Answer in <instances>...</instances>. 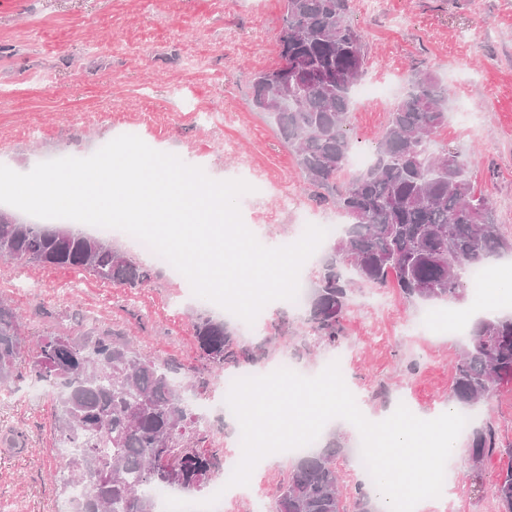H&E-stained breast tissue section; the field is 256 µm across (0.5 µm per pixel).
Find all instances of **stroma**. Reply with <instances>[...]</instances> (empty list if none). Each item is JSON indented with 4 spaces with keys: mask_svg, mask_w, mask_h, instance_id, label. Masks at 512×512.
Wrapping results in <instances>:
<instances>
[{
    "mask_svg": "<svg viewBox=\"0 0 512 512\" xmlns=\"http://www.w3.org/2000/svg\"><path fill=\"white\" fill-rule=\"evenodd\" d=\"M350 7L368 42L362 82L379 90L351 105L355 152L374 153L408 75L429 71L450 99L434 150L468 156L476 190L489 194L501 233L512 238V0H379L372 11L350 0ZM284 13L285 0H0V164L26 173L43 161L87 157L136 128L151 148L212 179L266 183V193L239 199L264 246L297 237L305 217L346 224L304 185L287 146L251 106L253 75L282 63ZM1 297L34 336L132 329L155 357L203 374L206 398L220 393L224 372L204 367L192 320L224 311L164 268L146 287L127 288L80 270L0 259ZM421 309L393 288H354L342 348L347 385L368 415L399 402L422 419L447 408L450 363L464 341L421 330ZM281 323L285 331L273 335ZM241 333L265 344L268 367L298 348L307 329L303 311L273 305L262 327ZM476 411V426L494 427L498 449L478 466L457 463L454 497L461 512H498L488 489L512 459V386ZM54 416V399L25 372L0 400V512H66ZM237 427L233 414L214 409L202 420L200 449L226 452Z\"/></svg>",
    "mask_w": 512,
    "mask_h": 512,
    "instance_id": "1",
    "label": "stroma"
}]
</instances>
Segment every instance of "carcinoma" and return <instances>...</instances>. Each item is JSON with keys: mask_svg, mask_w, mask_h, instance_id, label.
I'll return each mask as SVG.
<instances>
[{"mask_svg": "<svg viewBox=\"0 0 512 512\" xmlns=\"http://www.w3.org/2000/svg\"><path fill=\"white\" fill-rule=\"evenodd\" d=\"M350 0H286L278 41L283 63L254 75L252 106L265 115L294 156L308 187L348 218L304 301L308 331L339 346L354 283L396 287L409 302H460L466 272L504 253L512 239L497 227L494 207L475 190L469 160L440 155L432 138L448 119V88L427 71L408 77L390 110L373 162L342 184L353 149L351 100L367 64L363 32ZM0 258L42 267L82 269L104 283L147 286L154 269L125 256L109 237L31 222L0 210ZM200 357L212 368L256 364L264 345L237 324L199 314L192 322ZM57 390L55 432L72 448L60 467L69 512H155L144 486H204L217 454L191 446L200 421L178 382L181 364L137 350L118 331L84 337L46 334L31 343L20 315L0 298V390L20 377L24 360ZM512 384V315L472 322L454 365V407H473ZM467 453L479 462L496 450L490 426L468 430ZM334 439L296 457L270 512H383L358 480L340 492ZM499 512H512V462L491 487Z\"/></svg>", "mask_w": 512, "mask_h": 512, "instance_id": "1", "label": "carcinoma"}]
</instances>
